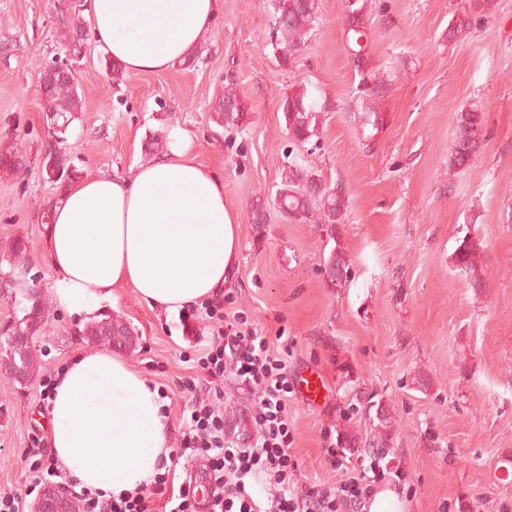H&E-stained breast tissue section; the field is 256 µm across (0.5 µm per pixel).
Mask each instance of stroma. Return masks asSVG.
<instances>
[{"instance_id":"obj_1","label":"stroma","mask_w":512,"mask_h":512,"mask_svg":"<svg viewBox=\"0 0 512 512\" xmlns=\"http://www.w3.org/2000/svg\"><path fill=\"white\" fill-rule=\"evenodd\" d=\"M56 0H0V148L24 164L0 169V282L12 245L25 241L42 290L46 322L35 335L27 382L0 374V493H25L27 434L47 431L40 397L48 371L73 355L104 349L89 322L59 308L51 288L43 219L62 195L41 157L49 139L38 79L69 60L86 111L76 113L64 148L79 172L127 174L169 154L173 131L190 137L199 162L224 178L241 215L231 279L219 292L225 313L244 312L288 347V368L318 367L332 391L322 408L288 400L300 483L334 482L324 436L353 456H377L370 442L385 411L393 466L407 475L394 490L398 512H503L512 508V0H319V20L296 63L270 44L262 0H218L210 31L188 62L157 73H105L107 54L87 37L68 57ZM358 8L369 32L360 56L346 46ZM468 20L465 36L448 31ZM380 88L376 120L359 109ZM233 89L248 112L226 130L211 108ZM307 91L323 112L319 131L296 148L280 104ZM478 108L485 145L463 168H449L456 114ZM313 167L341 188L337 224L291 220L271 209L251 221L253 197H274L288 165ZM476 248L481 284L456 263L462 240ZM341 255L345 283L327 261ZM150 309L120 291L108 314L134 333L114 347L154 385L186 375L184 354L210 338L215 322Z\"/></svg>"}]
</instances>
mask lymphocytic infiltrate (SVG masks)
<instances>
[{
	"label": "lymphocytic infiltrate",
	"instance_id": "1",
	"mask_svg": "<svg viewBox=\"0 0 512 512\" xmlns=\"http://www.w3.org/2000/svg\"><path fill=\"white\" fill-rule=\"evenodd\" d=\"M209 318L219 323L216 334L201 351L188 375L176 386L187 394L190 420L175 456L204 458L215 475L211 512H369L375 482L393 479L394 470L381 465L364 468L354 463L340 443L323 446L327 463L344 477L336 485L298 484V462L288 422L287 350L271 345L243 316H225L209 307ZM239 378L257 391L252 420L256 439L248 448L224 444L223 388L225 375ZM175 468L158 473L147 494L118 500L78 496L79 512H150L153 498L177 499V512H196L186 488H175Z\"/></svg>",
	"mask_w": 512,
	"mask_h": 512
}]
</instances>
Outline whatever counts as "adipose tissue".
<instances>
[{
    "instance_id": "adipose-tissue-1",
    "label": "adipose tissue",
    "mask_w": 512,
    "mask_h": 512,
    "mask_svg": "<svg viewBox=\"0 0 512 512\" xmlns=\"http://www.w3.org/2000/svg\"><path fill=\"white\" fill-rule=\"evenodd\" d=\"M217 0H87L93 33L125 69L166 70L209 31ZM170 153L119 178L91 171L49 211L45 248L57 304L100 318L133 289L167 314L215 297L240 250L224 179L175 134ZM157 389L112 353L75 355L54 382L49 445L79 488L119 498L148 489L171 453Z\"/></svg>"
}]
</instances>
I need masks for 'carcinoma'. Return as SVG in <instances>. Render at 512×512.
<instances>
[{"instance_id":"carcinoma-1","label":"carcinoma","mask_w":512,"mask_h":512,"mask_svg":"<svg viewBox=\"0 0 512 512\" xmlns=\"http://www.w3.org/2000/svg\"><path fill=\"white\" fill-rule=\"evenodd\" d=\"M273 6L272 44L280 53L281 63L292 64L302 51L318 21L317 0H271ZM65 29L63 37L69 39L75 35L85 36V27L78 15L62 17ZM79 85L67 81H57L43 95L45 112L57 120L69 122L73 114L85 109V102L78 93ZM286 129L292 141L298 145L306 144L318 131L319 110L316 104L308 101L307 92L301 91L286 97L282 103ZM213 112L216 123L227 129L238 127L245 114L237 94L231 90L216 101ZM486 134L484 119L476 109L463 110L456 116V132L448 166L464 167L482 151ZM274 204L281 214L296 220L306 219L318 208L324 221L336 224L342 220L345 210L340 189L325 185L312 167L293 164L282 173L280 188ZM476 248L462 239L457 248L456 262L470 274L472 286L480 285V268L476 261ZM331 280L345 282L348 279V264L338 255L328 260ZM23 317L15 320L6 335L29 334L38 332V319L44 316V310H35L34 301H17ZM13 359L22 367L23 376L33 371L31 349H10Z\"/></svg>"}]
</instances>
